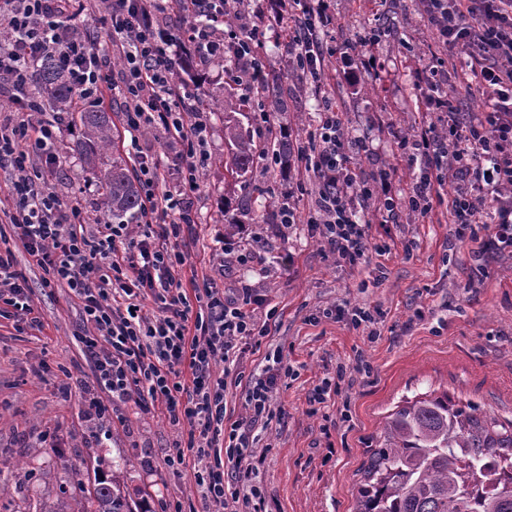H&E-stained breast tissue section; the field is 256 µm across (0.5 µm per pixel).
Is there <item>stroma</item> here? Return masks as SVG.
<instances>
[{"mask_svg": "<svg viewBox=\"0 0 512 512\" xmlns=\"http://www.w3.org/2000/svg\"><path fill=\"white\" fill-rule=\"evenodd\" d=\"M329 5L335 45L375 38L385 74L377 80L347 77L330 57L325 82L315 88L282 52L273 18L259 21L245 12L242 24L262 31L268 82L288 94L287 111L271 113L269 122L287 128L293 145L304 146L319 125L322 101L336 103L363 178L395 168L396 199L404 201L421 164L397 156L393 132L434 120L423 110L430 89L415 72L437 52V36L423 21L420 0H387L375 12L363 0ZM177 73L193 93L216 99L248 94L234 67L209 63L200 70L181 66ZM242 122L254 138L266 136L269 122H262L258 107L246 111ZM77 136V129L67 128L54 147V162L35 155L29 170L43 174L59 196L79 198L92 224L96 193L72 150ZM224 151L217 118L194 193L198 222L180 248L188 268L214 278L218 287L251 286L277 308L260 349L240 356L241 369L250 371L278 350L293 371L273 394L277 417L257 448L264 459L266 512H354L372 439L404 397L445 392L512 420V253L483 255L477 243L458 242L452 218L440 206L428 219L413 213L397 224L373 222V247L354 267L337 261L307 225L293 226L285 237L268 228L254 239L251 223H244L245 244L255 258L253 272L241 273L213 247L212 225L223 223L225 212L254 210L268 194L289 190L301 212L312 211L319 187L298 181L292 157L257 161L247 185L225 187L218 164ZM0 248L13 250L43 321L19 331L0 318V470L8 476L0 512H69L82 486L116 464L124 468L133 502L147 501L151 512L196 502L192 469L176 473L165 463L182 432L161 410L142 411L130 402L114 404L106 418L83 412L81 393L71 386L73 376L90 372L73 336L76 298L69 289L43 287L42 271L11 235L0 238ZM355 307L376 311L374 328H355L331 315L332 309ZM340 365L346 374L338 393L312 409L311 390L335 377Z\"/></svg>", "mask_w": 512, "mask_h": 512, "instance_id": "stroma-1", "label": "stroma"}]
</instances>
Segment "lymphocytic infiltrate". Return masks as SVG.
<instances>
[{
	"label": "lymphocytic infiltrate",
	"instance_id": "1",
	"mask_svg": "<svg viewBox=\"0 0 512 512\" xmlns=\"http://www.w3.org/2000/svg\"><path fill=\"white\" fill-rule=\"evenodd\" d=\"M233 0H110L105 43L74 37L71 30L84 0H0V77L15 88L29 82L40 59H56L83 101L109 107L124 100V122L135 132L161 127L182 146L179 181L163 189L161 164L137 152L142 221L138 232L125 224H87L80 208L27 172L31 154L46 152L62 136L59 116L34 119L37 102L23 103L18 117L0 119V167L17 171L13 184L12 236L44 273L47 288L67 286L79 302L74 334L90 364V378H76L89 413L109 414L114 403L160 408L171 425L186 427L187 441L167 458L175 471L190 467L199 504L189 512H263L262 461L255 454L261 430L275 419L272 396L289 368L281 357L264 356L251 372L241 371L243 346L260 347L270 334L274 311L257 320L265 300L250 288H218L209 276L183 282L187 257L178 247L184 229L197 222L192 196L209 158L211 118L188 101L175 79L185 54L200 63L224 55V13ZM300 10L279 32L289 58L314 83L323 80L326 57L344 74L379 76L374 43L336 51L328 43L334 17L328 0H298ZM423 17L440 44L420 77L431 88L448 81L458 56L471 59L470 78L490 91L487 109L465 119L445 96H428L424 108L438 119L397 154L420 153L427 174L413 186L404 206L426 216L441 194L430 172L449 168L459 181L448 209L460 240L480 251L512 248V0H423ZM124 59L120 87L106 70L112 55ZM297 170L320 187L316 211L301 218L294 200L277 216L280 235L307 222L312 235L354 265L369 246L370 222L360 219L355 197L372 191L350 165L341 112L325 105L311 145L298 148ZM493 205V232L479 239L475 226ZM32 321L28 283L12 250L0 251V316ZM244 389L246 414L227 416L228 386Z\"/></svg>",
	"mask_w": 512,
	"mask_h": 512
}]
</instances>
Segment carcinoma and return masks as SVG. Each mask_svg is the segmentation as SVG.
<instances>
[{"mask_svg": "<svg viewBox=\"0 0 512 512\" xmlns=\"http://www.w3.org/2000/svg\"><path fill=\"white\" fill-rule=\"evenodd\" d=\"M28 93L46 99L44 111L63 112L79 127L75 150L97 188L103 219L139 223V185L127 161L113 155L119 132L111 113L80 102L50 58L34 68ZM244 103L232 93L222 105L199 98L200 106L222 115L226 182L242 181L258 156H286L292 149L288 138L276 132L266 143L246 138L237 118ZM356 501V512H512V421L504 424L446 392L403 399L370 449ZM73 512H134L121 473L95 478L81 491Z\"/></svg>", "mask_w": 512, "mask_h": 512, "instance_id": "carcinoma-1", "label": "carcinoma"}]
</instances>
